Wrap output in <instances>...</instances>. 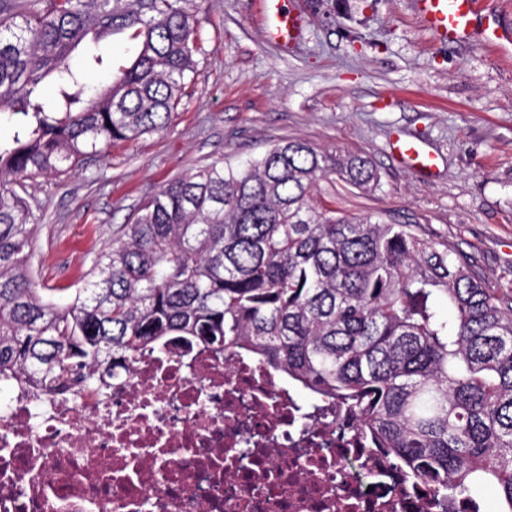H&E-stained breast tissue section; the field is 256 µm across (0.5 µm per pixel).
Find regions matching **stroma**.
<instances>
[{"instance_id":"35a3bbf8","label":"stroma","mask_w":512,"mask_h":512,"mask_svg":"<svg viewBox=\"0 0 512 512\" xmlns=\"http://www.w3.org/2000/svg\"><path fill=\"white\" fill-rule=\"evenodd\" d=\"M294 2L302 33L283 47L265 38L254 0H197L198 75L169 127L108 147L68 174L26 180L30 266L55 303L73 298L161 185L289 138L366 154L380 170L373 193L321 182L322 200L338 212L411 225L448 242L491 287L512 289V63L473 39L437 41L410 0ZM95 54L104 64L91 83L103 87L136 46L111 34L81 43L72 60L80 67ZM399 135L436 151L434 179L394 159L389 144Z\"/></svg>"}]
</instances>
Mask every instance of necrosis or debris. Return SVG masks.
Instances as JSON below:
<instances>
[{
    "label": "necrosis or debris",
    "mask_w": 512,
    "mask_h": 512,
    "mask_svg": "<svg viewBox=\"0 0 512 512\" xmlns=\"http://www.w3.org/2000/svg\"><path fill=\"white\" fill-rule=\"evenodd\" d=\"M341 417L202 348L64 396L21 387L0 405V512H437L385 460L348 481Z\"/></svg>",
    "instance_id": "4bbe7bcc"
}]
</instances>
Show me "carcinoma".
I'll use <instances>...</instances> for the list:
<instances>
[{"mask_svg": "<svg viewBox=\"0 0 512 512\" xmlns=\"http://www.w3.org/2000/svg\"><path fill=\"white\" fill-rule=\"evenodd\" d=\"M196 13V0H0V106L20 124L0 145V382L66 394L175 342L247 356L347 411L354 480L383 456L442 512L482 483L512 512V292L408 224L318 200L330 178L379 189L367 155L291 138L215 160L145 201L69 305L35 286L16 187L166 130L197 75ZM116 30L137 55L91 88L71 52Z\"/></svg>", "mask_w": 512, "mask_h": 512, "instance_id": "carcinoma-1", "label": "carcinoma"}]
</instances>
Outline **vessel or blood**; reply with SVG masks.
<instances>
[{
	"label": "vessel or blood",
	"instance_id": "obj_1",
	"mask_svg": "<svg viewBox=\"0 0 512 512\" xmlns=\"http://www.w3.org/2000/svg\"><path fill=\"white\" fill-rule=\"evenodd\" d=\"M260 7L267 38L288 43L298 37L300 18L287 7L285 0H261ZM413 7L428 30L440 39L461 42L475 36L488 51L498 48L497 29L484 21L481 0H413ZM391 150L412 170L431 173L436 168V154L413 137H396Z\"/></svg>",
	"mask_w": 512,
	"mask_h": 512
}]
</instances>
